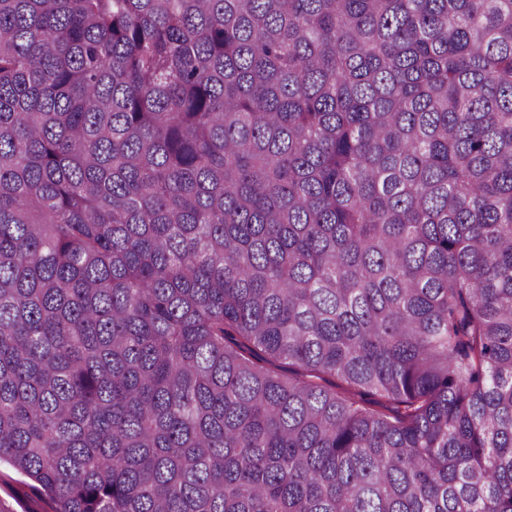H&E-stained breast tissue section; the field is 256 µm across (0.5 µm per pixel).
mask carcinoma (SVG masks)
Here are the masks:
<instances>
[{
  "label": "carcinoma",
  "mask_w": 512,
  "mask_h": 512,
  "mask_svg": "<svg viewBox=\"0 0 512 512\" xmlns=\"http://www.w3.org/2000/svg\"><path fill=\"white\" fill-rule=\"evenodd\" d=\"M2 464L512 512V0H0Z\"/></svg>",
  "instance_id": "cac0c4a2"
}]
</instances>
